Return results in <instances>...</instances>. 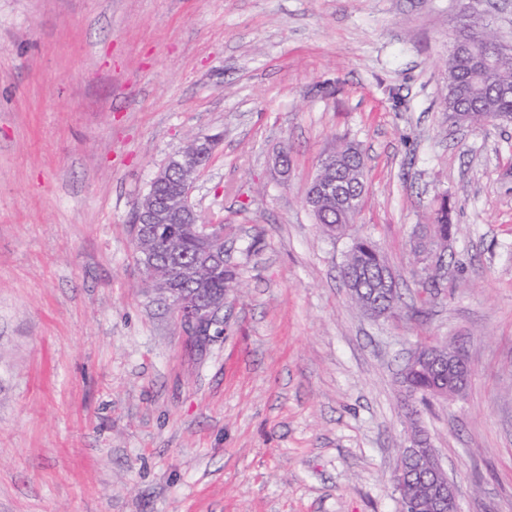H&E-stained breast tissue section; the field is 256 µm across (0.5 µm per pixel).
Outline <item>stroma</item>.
Wrapping results in <instances>:
<instances>
[{"label": "stroma", "instance_id": "1", "mask_svg": "<svg viewBox=\"0 0 512 512\" xmlns=\"http://www.w3.org/2000/svg\"><path fill=\"white\" fill-rule=\"evenodd\" d=\"M467 7L512 46V0H0V512H398L399 373L448 339L468 385L418 425L461 512H512V125L448 122ZM199 134L221 141L191 200L237 274L201 344L131 222ZM343 143L367 173L350 231L402 293L387 317L303 204Z\"/></svg>", "mask_w": 512, "mask_h": 512}]
</instances>
